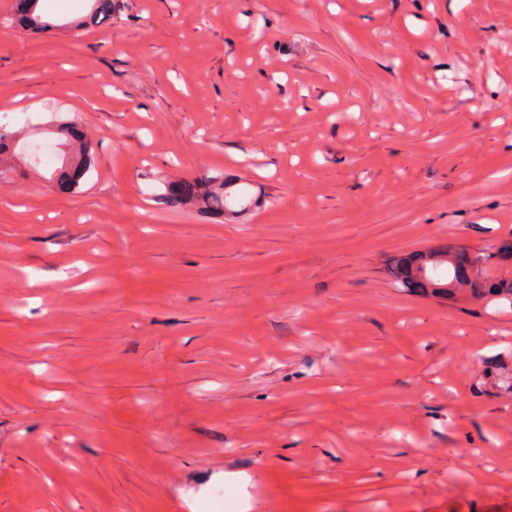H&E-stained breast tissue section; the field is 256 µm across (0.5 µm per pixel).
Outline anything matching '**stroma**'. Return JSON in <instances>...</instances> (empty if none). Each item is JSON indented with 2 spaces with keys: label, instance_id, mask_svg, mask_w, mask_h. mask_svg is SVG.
I'll return each instance as SVG.
<instances>
[{
  "label": "stroma",
  "instance_id": "obj_1",
  "mask_svg": "<svg viewBox=\"0 0 512 512\" xmlns=\"http://www.w3.org/2000/svg\"><path fill=\"white\" fill-rule=\"evenodd\" d=\"M512 0H120L0 33V512H512V307L389 264L512 242ZM223 177L234 216L157 201ZM42 0H14L12 10L3 17V24L12 25L14 19L24 28L44 32L59 26H66L81 35L91 24L98 26L112 21V16L119 9L118 0H87L89 12L64 24H55L41 10ZM71 122L60 127V134L64 141L61 143L63 152L62 165L55 173L56 181L63 190L76 192L81 182L90 171V160L86 154L87 139L85 133L75 135L72 133ZM68 149V151L66 150Z\"/></svg>",
  "mask_w": 512,
  "mask_h": 512
}]
</instances>
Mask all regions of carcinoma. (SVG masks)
<instances>
[{
	"mask_svg": "<svg viewBox=\"0 0 512 512\" xmlns=\"http://www.w3.org/2000/svg\"><path fill=\"white\" fill-rule=\"evenodd\" d=\"M41 0H14L12 10L3 17V23L18 22L32 31L44 32L57 27L41 10ZM89 12L64 23L77 34L90 25H102L112 20L119 9L118 0H88ZM64 141L62 165L55 173L56 181L68 192L79 190L81 182L90 171L86 154V134L75 135L71 125L60 127ZM18 134L0 126V157L16 151ZM229 192L224 178H199L192 181L171 180L166 182L161 199L174 208L202 204L214 211L229 210ZM512 263V243L500 246L495 252L473 253L465 248L435 245L427 249L406 253L398 257L392 266L394 284L405 291L433 298H451L467 295L474 300H487L512 305V277L492 279L487 275L489 263Z\"/></svg>",
	"mask_w": 512,
	"mask_h": 512,
	"instance_id": "obj_1",
	"label": "carcinoma"
}]
</instances>
